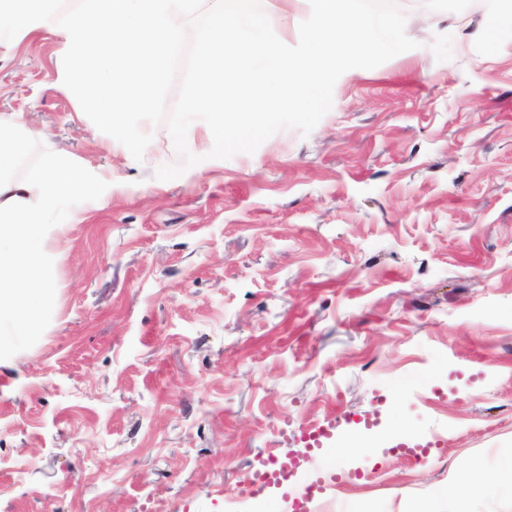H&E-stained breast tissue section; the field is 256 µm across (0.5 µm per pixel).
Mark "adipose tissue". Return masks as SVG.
Here are the masks:
<instances>
[{"label": "adipose tissue", "instance_id": "obj_1", "mask_svg": "<svg viewBox=\"0 0 512 512\" xmlns=\"http://www.w3.org/2000/svg\"><path fill=\"white\" fill-rule=\"evenodd\" d=\"M34 138L13 118L0 116V318L19 329L36 325L47 303L48 263L40 243L51 232L56 209L75 193H99L103 180L78 169L63 155L31 170L19 181L10 171Z\"/></svg>", "mask_w": 512, "mask_h": 512}]
</instances>
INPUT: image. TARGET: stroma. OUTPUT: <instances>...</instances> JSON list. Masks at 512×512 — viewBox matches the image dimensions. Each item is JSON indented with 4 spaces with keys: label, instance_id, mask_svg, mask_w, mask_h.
<instances>
[{
    "label": "stroma",
    "instance_id": "stroma-1",
    "mask_svg": "<svg viewBox=\"0 0 512 512\" xmlns=\"http://www.w3.org/2000/svg\"><path fill=\"white\" fill-rule=\"evenodd\" d=\"M418 48L336 82L310 134L155 179L56 90L61 42L0 44V114L35 132L21 179L66 154L115 175L43 241L52 302L0 351V512H291L255 499L303 427L377 424L294 484L333 512H512V0H394ZM439 434L412 465L398 443ZM475 484L469 476H459L448 484L443 495L454 501L455 507L452 512H472L470 503Z\"/></svg>",
    "mask_w": 512,
    "mask_h": 512
}]
</instances>
